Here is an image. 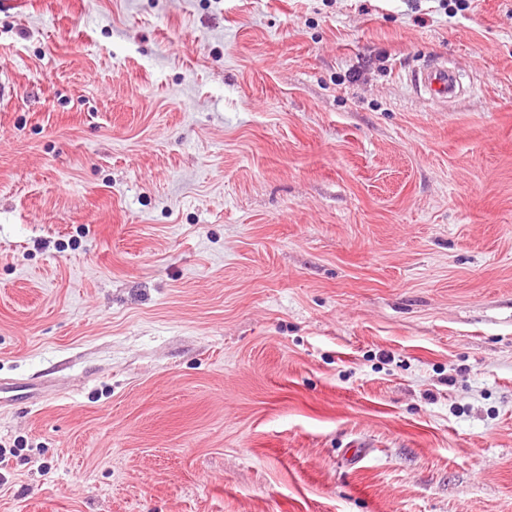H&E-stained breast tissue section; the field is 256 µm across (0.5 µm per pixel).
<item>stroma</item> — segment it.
Here are the masks:
<instances>
[{
    "mask_svg": "<svg viewBox=\"0 0 512 512\" xmlns=\"http://www.w3.org/2000/svg\"><path fill=\"white\" fill-rule=\"evenodd\" d=\"M2 68L0 512H512V0H14ZM413 80L433 102L448 104L461 94L457 75L443 64H428L414 74Z\"/></svg>",
    "mask_w": 512,
    "mask_h": 512,
    "instance_id": "stroma-1",
    "label": "stroma"
}]
</instances>
